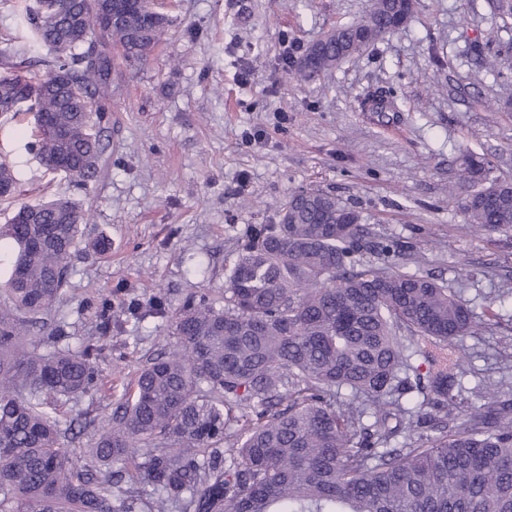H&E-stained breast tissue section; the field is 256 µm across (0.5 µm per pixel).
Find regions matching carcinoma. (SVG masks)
<instances>
[{
	"instance_id": "carcinoma-1",
	"label": "carcinoma",
	"mask_w": 512,
	"mask_h": 512,
	"mask_svg": "<svg viewBox=\"0 0 512 512\" xmlns=\"http://www.w3.org/2000/svg\"><path fill=\"white\" fill-rule=\"evenodd\" d=\"M99 0H36L35 43L51 53L33 77L15 73L19 50L0 49V113L34 114L33 150L79 188L104 172L99 132L110 112L114 65L108 42L141 61L174 19L153 0L115 13L101 41ZM418 0H368L361 18L310 45L296 77L327 74L401 29ZM398 111L390 91L376 92ZM485 160L463 156V181L483 183L465 204L488 235L512 232V184ZM0 162V197L14 193ZM276 224L240 239L224 307L189 298L170 316L172 351L139 371L133 393L98 428L90 454L122 465L138 485L99 480L62 448L57 403L96 383L95 355L112 332L98 310L97 340L40 355L27 347L71 277L69 259L87 221L82 204L24 203L0 238L17 248L0 289V512H512V403L477 386L462 409L443 367L426 392L416 360L428 346L478 333L468 303L436 278L392 262L361 213L318 188L291 193ZM402 441L392 444L396 436Z\"/></svg>"
}]
</instances>
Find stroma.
Wrapping results in <instances>:
<instances>
[{
    "label": "stroma",
    "instance_id": "obj_1",
    "mask_svg": "<svg viewBox=\"0 0 512 512\" xmlns=\"http://www.w3.org/2000/svg\"><path fill=\"white\" fill-rule=\"evenodd\" d=\"M35 0H0V46L29 41ZM178 22L143 60L112 80L104 175L76 188L31 148V114H0V160L17 179L0 225L21 203L75 198L89 222L50 313L70 348L97 334L112 303L98 381L60 407L64 421L108 418L136 373L166 351L164 320L133 318L129 298L192 296L224 303L239 237L277 219L299 188L360 210L410 272L442 280L481 328L444 351L465 388L512 385V234L487 235L463 212L462 156L484 155L512 182V14L494 0H419L407 24L333 72L297 82L282 39L305 49L362 15L365 0H159ZM394 88L399 111L365 112L370 91ZM112 241L99 256L98 236Z\"/></svg>",
    "mask_w": 512,
    "mask_h": 512
}]
</instances>
